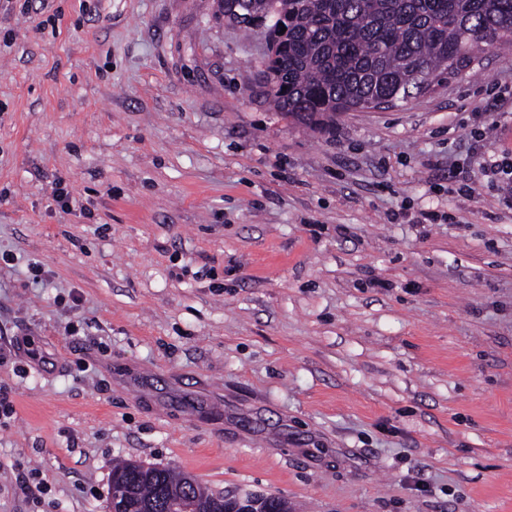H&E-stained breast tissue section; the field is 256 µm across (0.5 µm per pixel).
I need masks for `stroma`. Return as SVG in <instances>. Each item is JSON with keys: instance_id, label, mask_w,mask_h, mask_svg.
<instances>
[{"instance_id": "stroma-1", "label": "stroma", "mask_w": 512, "mask_h": 512, "mask_svg": "<svg viewBox=\"0 0 512 512\" xmlns=\"http://www.w3.org/2000/svg\"><path fill=\"white\" fill-rule=\"evenodd\" d=\"M219 4L0 0V512H512V44L310 129ZM136 474L134 484V501L130 504L132 512L138 510H151L157 512L160 488L163 486L172 501L183 499L181 493L184 487H190V481L197 484L200 491L199 507L202 509H212L208 512H254L252 505L257 506L253 502V495L237 496L235 499L227 501L222 493H215L192 476L178 473L172 469L156 466H147L137 462H125L116 466L112 470L113 478H128ZM204 494H206L205 499ZM223 509V510H222ZM222 510V511H221ZM225 510V511H224ZM163 512V511H158Z\"/></svg>"}]
</instances>
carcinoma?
<instances>
[{
  "instance_id": "obj_1",
  "label": "carcinoma",
  "mask_w": 512,
  "mask_h": 512,
  "mask_svg": "<svg viewBox=\"0 0 512 512\" xmlns=\"http://www.w3.org/2000/svg\"><path fill=\"white\" fill-rule=\"evenodd\" d=\"M238 11L270 25L268 95L308 127L381 100L403 102L418 83L439 82L486 48L512 42V0H241ZM131 475L133 512H155L162 487L177 501L193 480L137 462L112 470L115 478ZM198 489L200 508L224 509L223 494Z\"/></svg>"
}]
</instances>
